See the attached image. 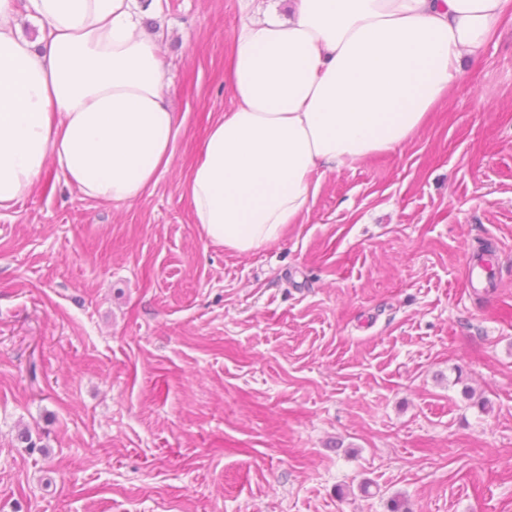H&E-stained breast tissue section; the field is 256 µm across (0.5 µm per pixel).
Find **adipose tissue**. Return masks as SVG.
Listing matches in <instances>:
<instances>
[{"label": "adipose tissue", "mask_w": 512, "mask_h": 512, "mask_svg": "<svg viewBox=\"0 0 512 512\" xmlns=\"http://www.w3.org/2000/svg\"><path fill=\"white\" fill-rule=\"evenodd\" d=\"M238 5L235 107L184 193L204 237L239 254L300 223L320 176L403 149L512 24V0H291L286 18ZM166 86L137 0H0V210L50 170L96 201L140 198L181 128Z\"/></svg>", "instance_id": "1"}]
</instances>
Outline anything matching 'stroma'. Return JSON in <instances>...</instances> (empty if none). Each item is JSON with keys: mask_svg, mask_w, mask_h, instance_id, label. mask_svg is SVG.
<instances>
[{"mask_svg": "<svg viewBox=\"0 0 512 512\" xmlns=\"http://www.w3.org/2000/svg\"><path fill=\"white\" fill-rule=\"evenodd\" d=\"M237 19L144 16L184 124L140 199L50 170L0 210V512H512V26L402 151L238 255L184 194Z\"/></svg>", "mask_w": 512, "mask_h": 512, "instance_id": "obj_1", "label": "stroma"}]
</instances>
